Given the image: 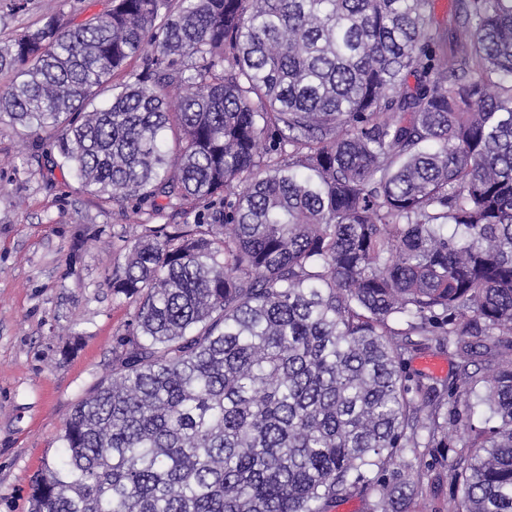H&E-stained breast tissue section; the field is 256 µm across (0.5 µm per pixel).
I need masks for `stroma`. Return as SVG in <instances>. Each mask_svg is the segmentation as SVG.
I'll use <instances>...</instances> for the list:
<instances>
[{"instance_id": "stroma-1", "label": "stroma", "mask_w": 512, "mask_h": 512, "mask_svg": "<svg viewBox=\"0 0 512 512\" xmlns=\"http://www.w3.org/2000/svg\"><path fill=\"white\" fill-rule=\"evenodd\" d=\"M111 0H0V41L55 17L76 24ZM43 132L0 119V512H29L30 480L53 459L74 404L110 375L112 339L136 304L112 290L132 217L87 194L67 171L43 177ZM439 459L410 512H448L465 465L456 448L404 451L413 472Z\"/></svg>"}]
</instances>
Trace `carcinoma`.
<instances>
[{
    "mask_svg": "<svg viewBox=\"0 0 512 512\" xmlns=\"http://www.w3.org/2000/svg\"><path fill=\"white\" fill-rule=\"evenodd\" d=\"M432 6L112 0L0 44V117L139 227L30 512H389L405 448L467 456L448 512H512V0ZM428 358H436L443 363V369L438 372H432L422 367V361ZM410 369L412 371L421 372L423 374L433 377L438 382L442 383L448 381L452 373V362L448 356V352L442 351H429L423 354L415 356L410 363Z\"/></svg>",
    "mask_w": 512,
    "mask_h": 512,
    "instance_id": "obj_1",
    "label": "carcinoma"
}]
</instances>
